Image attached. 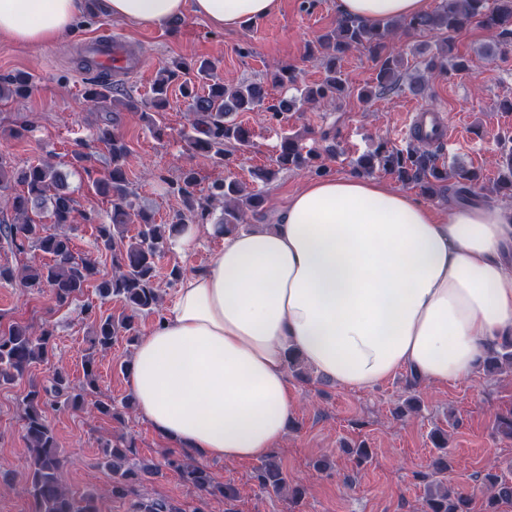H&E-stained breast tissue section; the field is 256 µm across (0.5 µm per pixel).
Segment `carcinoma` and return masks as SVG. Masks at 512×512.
<instances>
[{"instance_id": "carcinoma-1", "label": "carcinoma", "mask_w": 512, "mask_h": 512, "mask_svg": "<svg viewBox=\"0 0 512 512\" xmlns=\"http://www.w3.org/2000/svg\"><path fill=\"white\" fill-rule=\"evenodd\" d=\"M474 23L496 33L497 45L512 46V0H440L430 11L410 18L391 19L382 27L341 16L336 20L335 28L318 39V48L326 58V77L321 83L301 88L297 94L283 99L282 108L288 111L299 103H328L344 93L346 86L336 63L353 50L368 52L378 64L376 86L359 90V97L370 99L399 90L405 56L389 45L392 29L401 27L418 35L438 31L449 38ZM187 68L188 65L180 60H173L161 68L152 87L151 104L156 110L164 107L172 78ZM466 68L464 58L450 57L445 49L426 62L429 72L440 75ZM214 70L212 63L199 67V74L208 80L207 91L200 94L188 83L182 87L192 114V134L187 136L186 145L192 154L223 165L231 162L232 154L226 150L227 145L247 146L251 142L250 128L233 119V115L253 112L260 107L265 89L253 82L228 87L215 78ZM33 87L32 77L22 72L0 77V98H26ZM85 100L94 104L112 100V85L103 73L95 76L85 91ZM115 124L116 113L107 112L98 129L96 141L104 144L109 154V166L102 175L95 177L94 170L86 167L93 157L90 144H78L70 161L72 167H81L92 177L96 194L110 198L107 219L99 218L94 210L80 213L82 221L95 229L97 248L112 254L113 273L108 279L100 278L97 259L81 256L73 249L70 231L75 220L76 201L69 191L66 174L45 161L19 169L11 158L0 154V191H7L14 184L23 186L22 192L4 196L5 207L11 210L13 217L0 220V240L20 254L40 252L49 256L47 262L28 264L20 270L0 265V282L17 280L29 293L48 289L59 307L70 305L91 284H97L99 295L116 298L124 310L118 316L104 317L90 306L85 309L93 328L91 345L94 349H107L120 336L135 341L139 318L160 314L157 261L171 248V239L181 225L210 223L215 203L220 202L222 212L217 223L222 233H233L246 221L247 214L258 212L264 204L260 193L246 191L236 180L216 181L210 194L198 197L195 195L197 172L189 169L170 183L171 192L181 199L184 210L177 212L166 224L156 223L149 212L133 209L125 166L129 148L114 132ZM303 150L299 136L285 135L278 146L276 167L258 168L252 174L269 182L283 170L303 168L306 166ZM498 166L499 183L504 189L512 190L511 147L501 154ZM378 170L393 175L402 184L420 186L431 198L446 200L452 195L465 201L483 189L475 172L454 164L440 166L436 153L419 147L403 150L382 143L356 160L355 173L358 175L370 176ZM44 209L49 211L52 223L56 224L52 232L35 219ZM131 224L138 225L139 230L129 237L127 232ZM55 358L53 328L11 324L0 329V386L14 384L28 375L33 365H50ZM480 367L489 373L511 368L512 338L493 348L480 362ZM84 378L82 392L74 393L63 373L56 369L48 383L30 382L20 403L29 458L26 491L34 503L35 512H99L92 495L77 497L62 486L59 476L62 458L47 415L50 408L82 410L86 398L97 393L98 378L90 353L84 357ZM133 403V398L127 397L118 404L96 401L93 407L101 414L122 421ZM101 455L102 463L112 474L107 489L110 497L129 501L132 512H181L168 500L141 492L142 476L155 475L159 469L129 463L136 455L134 443L122 438L108 441L102 445ZM163 466L177 473L204 499L219 498L231 502L238 496L235 486L215 481L209 471L194 463L185 452L168 453ZM254 479L262 492L281 494L289 489L288 477L274 455L267 456L255 469ZM481 481L488 490L483 512H501L502 505L512 503V480L490 469L481 476ZM303 494V489L296 487L291 490L290 499L297 501ZM423 512H471V499L436 479L426 485Z\"/></svg>"}]
</instances>
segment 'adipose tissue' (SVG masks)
I'll return each instance as SVG.
<instances>
[{
  "label": "adipose tissue",
  "mask_w": 512,
  "mask_h": 512,
  "mask_svg": "<svg viewBox=\"0 0 512 512\" xmlns=\"http://www.w3.org/2000/svg\"><path fill=\"white\" fill-rule=\"evenodd\" d=\"M280 0H0V42L61 41L88 14L160 26L192 10L233 30ZM426 0H337L380 25ZM220 236L211 265L182 280L138 343L141 417L195 457L262 459L293 413L289 351L337 385L368 390L406 369L437 385L473 373L512 332V206L440 215L369 178L308 181L274 223L220 234L185 224L174 250Z\"/></svg>",
  "instance_id": "obj_1"
}]
</instances>
